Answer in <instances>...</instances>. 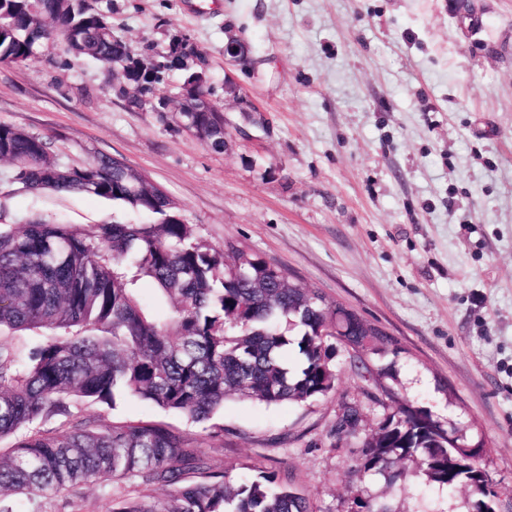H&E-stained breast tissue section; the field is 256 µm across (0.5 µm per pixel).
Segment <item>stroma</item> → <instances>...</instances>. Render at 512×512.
<instances>
[{
    "instance_id": "35a3bbf8",
    "label": "stroma",
    "mask_w": 512,
    "mask_h": 512,
    "mask_svg": "<svg viewBox=\"0 0 512 512\" xmlns=\"http://www.w3.org/2000/svg\"><path fill=\"white\" fill-rule=\"evenodd\" d=\"M114 33L141 54L190 40L207 63L230 137L216 153L170 113L129 110L96 63L45 45L0 62V122L44 137L52 157L104 154L143 171L220 248L232 241L321 289L395 336L400 397L440 421L473 423L488 471L512 512V0H478L461 27L453 0H101ZM236 36L245 66L227 64ZM233 78L255 101L226 98ZM0 165V211L29 220L147 224L149 215L86 194L13 191ZM336 389L310 404L227 398L214 447L203 426L133 400L101 407L103 424L166 418L193 433L214 469L272 471L317 512H348L361 442L337 445L340 405L360 401L363 427L383 406L336 349ZM407 473L393 489L367 480L393 512H456Z\"/></svg>"
}]
</instances>
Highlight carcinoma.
Masks as SVG:
<instances>
[{
  "label": "carcinoma",
  "mask_w": 512,
  "mask_h": 512,
  "mask_svg": "<svg viewBox=\"0 0 512 512\" xmlns=\"http://www.w3.org/2000/svg\"><path fill=\"white\" fill-rule=\"evenodd\" d=\"M47 42L99 63L109 78L117 62L132 60L95 0H0V62L23 64ZM184 48L159 62L150 80L149 65L135 62L141 69L121 89L128 108H142L167 71L192 82L205 61L189 41ZM178 106L183 130L224 151L220 110L199 111L191 95ZM0 162L20 191L90 194L156 216L152 224L34 220L0 229V328L53 331L24 354L0 343V440L12 439L0 451V512H13L1 506L13 494H76L98 481L136 488L112 498L109 512H316L310 497L272 472L235 479L213 469L193 435L170 423L104 427L80 406L113 408L129 397L203 424L229 397L309 404L336 388L334 340L369 356L401 354L399 340L343 303L328 304L318 289L290 283L261 256L232 242L207 244L160 186L121 159L63 162L49 156L43 137L0 123ZM143 283L168 303L169 316L145 308ZM393 380V364L374 368L372 386L395 407L363 439L359 481L380 476L390 486L400 477L394 464L413 458L429 481L466 488L470 512H495L482 464L487 441L458 445L448 435L465 426L400 400ZM51 420L60 426L45 427ZM341 422L347 436H359L357 407ZM159 486L167 488L161 497Z\"/></svg>",
  "instance_id": "1"
}]
</instances>
